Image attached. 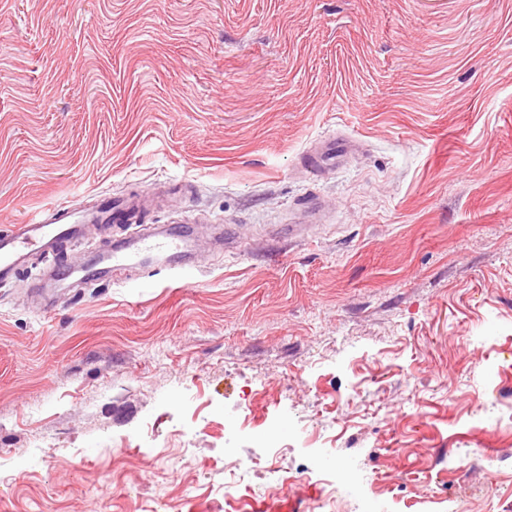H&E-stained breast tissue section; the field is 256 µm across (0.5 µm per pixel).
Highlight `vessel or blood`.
Returning a JSON list of instances; mask_svg holds the SVG:
<instances>
[{"instance_id": "vessel-or-blood-1", "label": "vessel or blood", "mask_w": 512, "mask_h": 512, "mask_svg": "<svg viewBox=\"0 0 512 512\" xmlns=\"http://www.w3.org/2000/svg\"><path fill=\"white\" fill-rule=\"evenodd\" d=\"M145 199H101L96 208L50 203L11 229L0 232V284L16 280L30 257L58 254L83 238L87 230L104 222L125 224L136 220ZM195 252L190 231L159 224L107 244L98 254L97 267L86 270L83 281L113 280L130 270L179 272Z\"/></svg>"}]
</instances>
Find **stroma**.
<instances>
[{
	"label": "stroma",
	"mask_w": 512,
	"mask_h": 512,
	"mask_svg": "<svg viewBox=\"0 0 512 512\" xmlns=\"http://www.w3.org/2000/svg\"><path fill=\"white\" fill-rule=\"evenodd\" d=\"M158 186L30 280L170 224L189 281L0 285V512H512V0H0V229Z\"/></svg>",
	"instance_id": "obj_1"
}]
</instances>
